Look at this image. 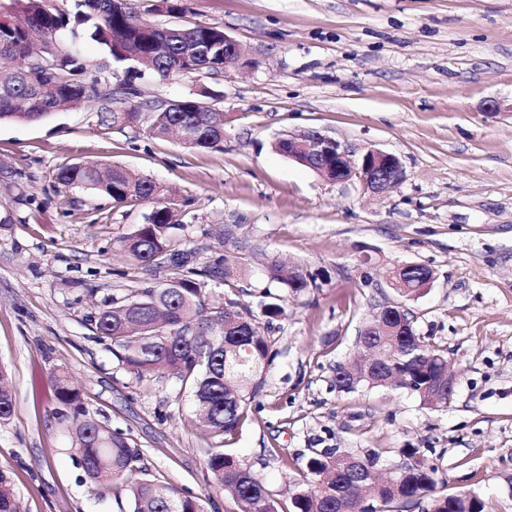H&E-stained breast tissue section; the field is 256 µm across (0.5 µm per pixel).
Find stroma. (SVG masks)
<instances>
[{"mask_svg": "<svg viewBox=\"0 0 512 512\" xmlns=\"http://www.w3.org/2000/svg\"><path fill=\"white\" fill-rule=\"evenodd\" d=\"M127 3L158 26L223 28L242 58L136 83L143 104L192 98L223 112L224 141L207 151L156 138L144 122L99 127L94 102L0 123V366L15 392L0 472L25 512H130L125 492L90 484L71 448L75 407L50 384L59 368L79 407L139 449L141 477L167 479L204 512H238L214 486L211 453L233 455L282 500L326 448L376 451L385 465L420 449L445 492L512 512V0H181L178 13L166 0ZM308 130L397 155L401 181L378 197L273 150ZM81 161L169 187L176 236L197 266L223 254L221 230L235 225L241 273L207 287L272 324L276 355L234 440L197 427L178 378H136L96 338L113 293L163 284L171 270L118 248L149 203L58 183L59 168ZM272 260L313 286L287 292L269 277ZM402 263L434 274L404 303L457 378L444 408L332 384L363 322L400 300L385 275ZM266 288L284 298L272 321ZM50 382L54 388L56 400L65 405H72L79 399L78 391L72 387L67 371L56 369L50 375Z\"/></svg>", "mask_w": 512, "mask_h": 512, "instance_id": "stroma-1", "label": "stroma"}]
</instances>
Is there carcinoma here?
I'll use <instances>...</instances> for the list:
<instances>
[{"label": "carcinoma", "instance_id": "carcinoma-1", "mask_svg": "<svg viewBox=\"0 0 512 512\" xmlns=\"http://www.w3.org/2000/svg\"><path fill=\"white\" fill-rule=\"evenodd\" d=\"M17 14L0 15V61L35 53L49 41L56 43V80L39 100L28 92L29 71L13 76L15 92L0 97V122H36L63 107L84 100L100 103L99 126L109 128L119 121L140 122L149 117L150 131L164 138L180 126L187 134V149H213L224 141V130L214 124L224 117L185 99L178 108L142 112L112 111V97L101 92V78L87 76L81 56V41L90 38L103 46L108 58L127 65V83L142 77L132 56H150L151 73L166 78L190 72L218 73L224 69V30L211 26L176 27L171 34L118 8L114 0H77L75 20L52 12L45 0H15ZM70 32V38L63 36ZM56 179L64 187H80L111 197L152 204V223L139 225L120 240V247L146 266L158 258L188 257L174 240L179 223L164 205L165 190L153 180L113 168L103 170L97 162L61 167ZM238 256L231 251L199 269L188 262L174 265L175 275L159 286L114 295L94 320L96 336L112 344V353L131 374L143 377L174 371L192 396L203 430L224 437L235 436L247 418L248 405L264 383V368L274 357L271 337L249 329L252 309L244 302L223 304L211 298L206 280H227ZM269 277L291 292L310 286L300 271L273 261ZM409 331L400 339L394 369L352 378L344 364L335 368L336 387L350 392L359 387H393L396 376L410 381L406 390L423 405H448V392L439 389L440 369L448 363L445 349L415 332L413 317L403 309ZM366 335L356 339L357 348L391 350L395 336H378L365 323ZM56 400L71 405L79 399L67 371L50 375ZM14 392L7 372L0 368V423L14 409ZM72 448L80 458L86 477L128 492L131 512H204L199 501L183 495L171 483L135 478L140 452L127 439L87 416L77 407L71 427ZM396 481L383 483L376 475L380 457L374 452L357 454L328 448L311 458L303 482L295 486L288 507L280 511L264 483L244 464L226 453H214L207 467L218 490L230 496L239 512H380L392 504L418 507L421 512H487L479 495L445 494L437 490V467L416 448L399 451ZM0 512H23L10 480L0 472Z\"/></svg>", "mask_w": 512, "mask_h": 512}]
</instances>
